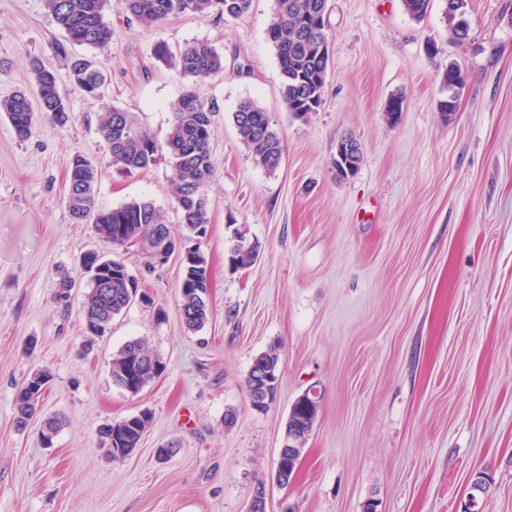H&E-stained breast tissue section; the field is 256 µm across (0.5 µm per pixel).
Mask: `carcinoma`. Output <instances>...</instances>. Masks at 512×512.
Listing matches in <instances>:
<instances>
[{
  "label": "carcinoma",
  "mask_w": 512,
  "mask_h": 512,
  "mask_svg": "<svg viewBox=\"0 0 512 512\" xmlns=\"http://www.w3.org/2000/svg\"><path fill=\"white\" fill-rule=\"evenodd\" d=\"M109 0H45L48 12L65 32L68 40L91 50H103L112 39V28L106 19ZM128 13L140 25L152 27L172 16L196 14L236 19L244 15L252 0H125ZM405 12L415 21L423 20L432 0H402ZM453 9L444 13L452 37L470 27L469 0H451ZM328 0H276V10L267 29V38L275 49L281 77V95L288 112L297 119H306L318 111L323 102L329 73L330 50L322 48L333 40L324 20L318 36L306 30L316 15L324 16ZM154 57L161 65L174 68L194 82L203 81L224 71V56L207 42H195L174 51L159 41ZM75 86L87 97L98 96L105 75L102 64L92 55L75 60L71 65ZM441 83L448 96L439 101L438 109L447 117L458 110L466 86V73L456 62H450L441 73ZM213 108L200 98L195 88L188 89L176 105L175 121L161 147L145 134L127 112L112 108L99 125V134L106 141L111 164L132 174L166 160L176 189L180 223L189 232L187 240L204 238L209 224L207 203L202 189L215 172L211 151ZM0 116L6 118L21 138H27L37 117L59 127L70 121V107L60 94L55 73L44 65L34 67L32 90H18L0 99ZM233 122L240 140L249 149L254 163L276 171L284 155V145L273 128L267 112L253 99H241L233 112ZM98 167L85 155L75 153L69 163L64 192L68 211L74 224H92L95 232L112 242L116 248L137 246L151 256L158 246L155 237L160 231L176 244L171 228L150 202L131 200L119 207L101 209L96 204ZM235 244L229 251L228 263L238 271L251 267L258 257V245L234 233ZM183 276L179 285L180 310L186 328L196 332L209 316V278L207 260L201 246L187 251L182 261ZM83 272L96 271L88 278V291L80 306L88 342L108 333L112 320L132 303L141 291L139 279L131 274L120 256L106 258L95 251L84 253ZM282 360L275 344L257 354L250 365L246 384L252 406L263 411L268 407L259 375L266 374L280 381ZM165 371L163 358L141 339L127 341L113 356L112 383L136 396L158 374ZM45 370H36L23 382L15 399V423L20 429L36 414L40 397L33 388L50 383ZM318 409L308 407L304 398L292 405L287 427L296 428L293 447L279 451L277 468L280 484H288L295 475L303 445L310 435ZM152 416L143 411L124 417L100 430L106 453L114 460L129 456L147 430Z\"/></svg>",
  "instance_id": "carcinoma-1"
}]
</instances>
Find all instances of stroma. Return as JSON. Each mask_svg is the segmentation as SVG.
Wrapping results in <instances>:
<instances>
[{
  "mask_svg": "<svg viewBox=\"0 0 512 512\" xmlns=\"http://www.w3.org/2000/svg\"><path fill=\"white\" fill-rule=\"evenodd\" d=\"M432 0L422 21L402 0H329L333 33L323 103L293 118L266 30L275 0H252L238 19L194 14L145 28L125 0H110L112 40L98 57L97 98L72 83L69 43L44 0H0V98L29 87L32 62L52 68L71 107L60 128L41 119L19 139L0 118V512H248L265 482L268 512H463L471 478L485 473L481 512H512V0H469L471 39L455 42ZM206 42L224 70L196 85L153 55ZM467 73L452 120L438 102L448 62ZM214 109V177L204 186L202 249L210 315L187 331L179 255L146 269L131 247L127 268L153 302L132 303L82 349L81 289L57 302L63 277H79L89 250L114 253L89 224L72 223L63 186L82 152L99 168L96 201L159 209L182 234L166 163L120 174L97 132L112 108L130 112L165 143L188 88ZM404 101L388 122L391 97ZM268 113L285 146L273 173L257 167L234 127L240 99ZM355 137L363 161L340 179L336 143ZM240 230L256 263L230 271ZM166 313L156 320V309ZM142 338L166 370L135 396L112 383V356ZM278 345L277 398L251 404L255 355ZM52 375L41 409L14 424L15 396L37 369ZM315 392V425L288 485L275 479L293 402ZM149 410L138 448L109 457L101 428ZM237 422L225 427L224 416ZM66 424L52 446L43 418ZM172 447L167 460L156 457Z\"/></svg>",
  "mask_w": 512,
  "mask_h": 512,
  "instance_id": "stroma-1",
  "label": "stroma"
}]
</instances>
